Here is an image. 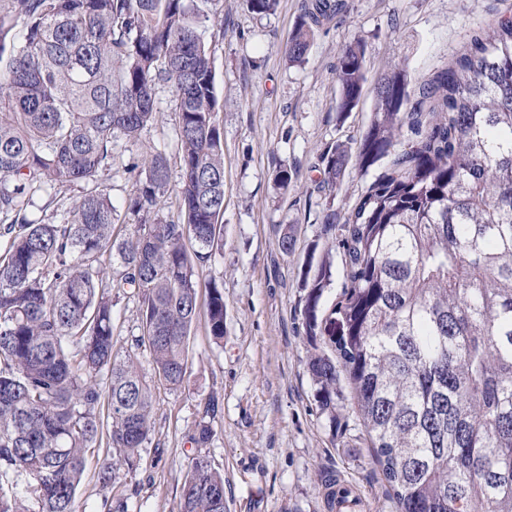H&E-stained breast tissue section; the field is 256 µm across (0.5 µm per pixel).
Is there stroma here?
<instances>
[{
  "label": "stroma",
  "mask_w": 512,
  "mask_h": 512,
  "mask_svg": "<svg viewBox=\"0 0 512 512\" xmlns=\"http://www.w3.org/2000/svg\"><path fill=\"white\" fill-rule=\"evenodd\" d=\"M346 18L319 28L301 63H289L286 46L299 21L302 0H280L266 16L250 13L245 0H219L204 39L215 53L218 114L224 131V240L200 271L199 300L208 284L224 290V339L198 317L190 336L188 379L182 388L158 385L140 334L139 301L130 288L112 291L113 338L119 355L132 359L151 386L153 434L136 469L120 470L112 487L98 471L113 454L108 434L88 453L77 489L79 507L108 512V502L127 501L134 512H178L183 475L196 450L189 436L205 402L215 401L212 438L204 453L224 475L225 512H328L327 476L352 485L363 512H394L386 484L360 429L332 436L314 398L302 327L301 271L332 260L339 292L344 269L334 237L323 231L327 199L340 218L354 207L372 174L348 169L334 193L319 184V155L333 142L358 148L372 117L375 86L391 67L404 68L420 84L448 65L474 29L512 11V0H348ZM365 39L366 82L358 106L338 116L337 57L354 38ZM154 120L135 141L113 146L106 185L120 223L132 180L128 162L160 152L169 166L170 191L163 214H179L178 115L168 88H159ZM293 172L278 189L281 167ZM293 248L282 252L283 234Z\"/></svg>",
  "instance_id": "35a3bbf8"
}]
</instances>
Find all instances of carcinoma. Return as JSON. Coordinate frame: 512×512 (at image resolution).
Wrapping results in <instances>:
<instances>
[{
  "mask_svg": "<svg viewBox=\"0 0 512 512\" xmlns=\"http://www.w3.org/2000/svg\"><path fill=\"white\" fill-rule=\"evenodd\" d=\"M220 0H0V512H77L87 451L107 399L112 447L99 480L133 470L152 440L150 387L113 354L112 289L137 290L155 376L179 389L198 314V273L224 236V132L212 49L202 27ZM279 0H246L267 15ZM346 0H311L288 43L304 60L315 29ZM367 45L341 50L337 112L363 94ZM178 112V220L162 214L167 158L134 160L130 233L101 176L116 135L154 119L158 86ZM393 68L377 82L357 153L320 154L321 187L353 165L381 167L341 225L344 280L329 306L322 261L304 274L307 368L333 431L357 421L395 512H512V17L474 31L465 49L417 88ZM414 138L402 145L403 129ZM82 192L33 219V195ZM209 335L224 339V291L208 289ZM108 391H103L101 379ZM345 383L354 417L338 414ZM190 440L178 512H224V475Z\"/></svg>",
  "mask_w": 512,
  "mask_h": 512,
  "instance_id": "carcinoma-1",
  "label": "carcinoma"
}]
</instances>
